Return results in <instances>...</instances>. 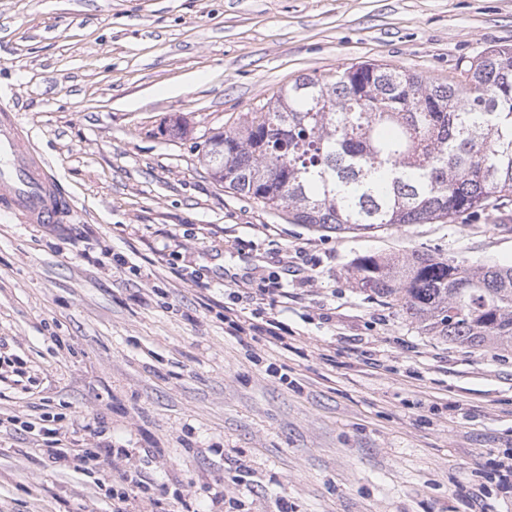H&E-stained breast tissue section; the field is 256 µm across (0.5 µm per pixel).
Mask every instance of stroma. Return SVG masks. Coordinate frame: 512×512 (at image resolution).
Masks as SVG:
<instances>
[{
  "instance_id": "stroma-1",
  "label": "stroma",
  "mask_w": 512,
  "mask_h": 512,
  "mask_svg": "<svg viewBox=\"0 0 512 512\" xmlns=\"http://www.w3.org/2000/svg\"><path fill=\"white\" fill-rule=\"evenodd\" d=\"M505 45L512 0H0V102L72 210L51 229L0 215V354L30 370L0 378V512H112L40 453L44 426L148 451L141 512H204L219 486L224 512H512V353L424 335L351 276L424 249L512 266V203L336 234L203 162L300 75L448 83ZM271 318L282 339L255 335Z\"/></svg>"
}]
</instances>
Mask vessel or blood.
<instances>
[{
    "label": "vessel or blood",
    "mask_w": 512,
    "mask_h": 512,
    "mask_svg": "<svg viewBox=\"0 0 512 512\" xmlns=\"http://www.w3.org/2000/svg\"><path fill=\"white\" fill-rule=\"evenodd\" d=\"M0 214L46 226L68 217L63 194L25 137L13 104L0 107Z\"/></svg>",
    "instance_id": "b4317fda"
}]
</instances>
